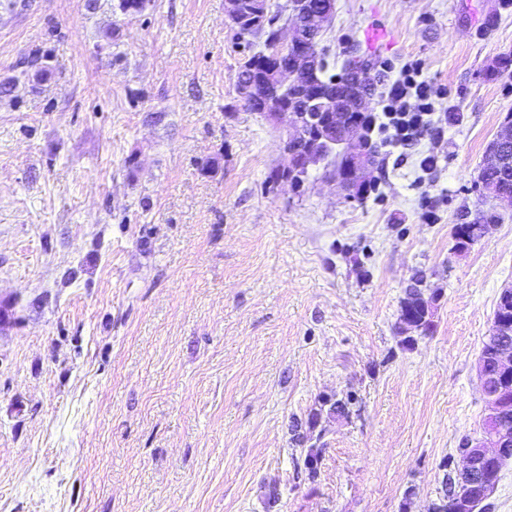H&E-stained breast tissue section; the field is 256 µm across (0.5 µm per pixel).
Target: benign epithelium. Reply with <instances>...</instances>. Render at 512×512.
I'll use <instances>...</instances> for the list:
<instances>
[{
  "mask_svg": "<svg viewBox=\"0 0 512 512\" xmlns=\"http://www.w3.org/2000/svg\"><path fill=\"white\" fill-rule=\"evenodd\" d=\"M298 8L289 10L290 24L279 31L275 58L278 64L271 71L270 80H250L240 85L243 100L258 98L263 114L278 121L288 116L284 152L288 166L280 170L277 181L294 185L303 183L309 167L320 163L328 149L339 148L345 157L341 174L333 177L336 185L349 199L355 198L368 185L373 167L370 147L365 140L366 122L372 104L371 91L365 84L371 78L370 70L362 65L349 69L340 83L344 92L336 91V84L323 85L318 80L320 66V39L334 9L327 0L319 7H306V0L296 2ZM227 15L238 21L243 15L262 16L269 9L268 0H226ZM302 107L288 102L286 93ZM512 150V121H505L488 145L482 165L486 169H503L509 163ZM497 376L485 372V360L477 362V375L486 403V416L501 419L512 413V347H503L495 354ZM464 466L458 472L459 481L466 483L467 495L456 500L458 512H476L497 487L501 465L512 458V429L499 427L483 432L468 441L462 451Z\"/></svg>",
  "mask_w": 512,
  "mask_h": 512,
  "instance_id": "7a95c632",
  "label": "benign epithelium"
}]
</instances>
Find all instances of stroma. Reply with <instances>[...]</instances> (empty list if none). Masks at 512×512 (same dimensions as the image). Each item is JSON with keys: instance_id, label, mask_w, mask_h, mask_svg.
Segmentation results:
<instances>
[{"instance_id": "stroma-1", "label": "stroma", "mask_w": 512, "mask_h": 512, "mask_svg": "<svg viewBox=\"0 0 512 512\" xmlns=\"http://www.w3.org/2000/svg\"><path fill=\"white\" fill-rule=\"evenodd\" d=\"M118 4L0 0V512H435L512 286V209L454 236L494 205L474 182L512 117V69L490 72L512 0H335L326 75L354 47L379 92L417 61L443 93L439 136L363 201L319 165L269 182L286 125L237 91L225 0ZM418 270L434 328L409 343ZM480 213L481 214H479V216L471 218L469 211H461L459 217L462 222L456 225L459 226L462 235L468 234V236L471 238L470 233H468V229L471 228L472 226H480V224H482L483 222L486 224H482L478 232L480 235L479 239H481L484 236L486 229H488V227L490 226V224L488 223L496 224V222L500 219L499 213L495 209L482 211Z\"/></svg>"}]
</instances>
